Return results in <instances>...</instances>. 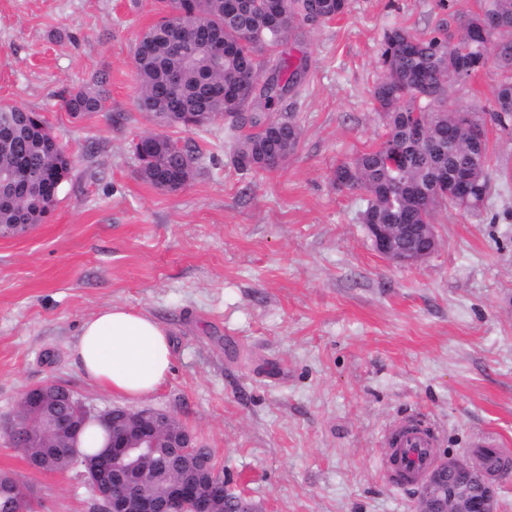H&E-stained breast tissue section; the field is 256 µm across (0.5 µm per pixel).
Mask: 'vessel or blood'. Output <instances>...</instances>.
Listing matches in <instances>:
<instances>
[{"mask_svg":"<svg viewBox=\"0 0 512 512\" xmlns=\"http://www.w3.org/2000/svg\"><path fill=\"white\" fill-rule=\"evenodd\" d=\"M437 437L433 426L413 420L398 422L386 431L383 469L393 484L418 485L434 465Z\"/></svg>","mask_w":512,"mask_h":512,"instance_id":"1","label":"vessel or blood"}]
</instances>
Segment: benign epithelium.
<instances>
[{
    "label": "benign epithelium",
    "mask_w": 512,
    "mask_h": 512,
    "mask_svg": "<svg viewBox=\"0 0 512 512\" xmlns=\"http://www.w3.org/2000/svg\"><path fill=\"white\" fill-rule=\"evenodd\" d=\"M375 250L398 266L415 265L426 259L437 247L431 224H371L368 226ZM423 237L416 249L401 246L404 237ZM66 399L74 411H56L60 399ZM12 433H23L35 439L49 426L68 434L72 447H79L80 433L90 412L73 399L62 383L51 382L26 390L19 402ZM98 420L112 426V441L89 464L96 479L89 480L99 500L100 512H213L214 500L228 494L224 477L211 473L209 490L200 492L198 481L182 476L167 485L160 497H147L139 486L148 473L147 465L157 438L172 417L152 409L130 411L114 407ZM169 447H196L193 435L186 429L168 431ZM495 482L489 471L460 459H445L431 471L418 491L419 512H497Z\"/></svg>",
    "instance_id": "1"
}]
</instances>
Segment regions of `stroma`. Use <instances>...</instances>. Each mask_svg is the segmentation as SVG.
Returning a JSON list of instances; mask_svg holds the SVG:
<instances>
[{"label":"stroma","instance_id":"35a3bbf8","mask_svg":"<svg viewBox=\"0 0 512 512\" xmlns=\"http://www.w3.org/2000/svg\"><path fill=\"white\" fill-rule=\"evenodd\" d=\"M157 0H0V101L43 115L73 163L45 223L0 239V471L40 512H99L80 468L41 472L7 430L24 390L65 383L96 411L124 406L71 360L81 321L120 303L165 327L168 380L144 399L211 449L224 482L260 512H416L390 483L381 435L415 418L438 428L436 458L474 460L490 441L512 460V135L488 126L490 199L438 209L437 249L390 264L360 222L367 195L338 163L377 146L371 103L385 32L432 36L477 0H349L266 59L304 64L298 146L277 171L240 172L223 121L173 127L200 171L175 192L138 175L132 145L156 124L137 109L132 48ZM105 74L108 111L78 117L61 91ZM488 70L452 84L448 108L486 112Z\"/></svg>","mask_w":512,"mask_h":512}]
</instances>
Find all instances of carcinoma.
Here are the masks:
<instances>
[{"mask_svg":"<svg viewBox=\"0 0 512 512\" xmlns=\"http://www.w3.org/2000/svg\"><path fill=\"white\" fill-rule=\"evenodd\" d=\"M160 0L165 15L138 38L133 52L140 93L137 107L159 126L202 127L229 123L233 161L242 170L281 168L294 153L300 129L289 113L242 116L256 98L273 104L297 83L283 59L262 62L259 54L282 43L299 24L319 25L343 14L347 0ZM496 65L489 116L512 130V0H483L466 18L450 13L427 39L404 28L385 32L380 55L384 78L373 91L389 133L375 148L336 166L334 181L368 196L364 224H431L444 207L477 213L490 198L493 176L488 142L472 137L485 126L476 112L450 110L452 83ZM106 77L61 95L73 116L107 112ZM0 172L19 176L16 188H0V224H41L51 212L72 161L43 117L22 105L0 103ZM160 133L146 141L139 175L155 188L172 191L199 170L198 150ZM459 169L464 183L441 181ZM38 471L73 466L66 439L45 435L33 443L12 438ZM156 454L172 476L192 472L210 456L206 448L177 454L159 443Z\"/></svg>","mask_w":512,"mask_h":512,"instance_id":"carcinoma-1","label":"carcinoma"}]
</instances>
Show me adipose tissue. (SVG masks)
Listing matches in <instances>:
<instances>
[{
	"mask_svg": "<svg viewBox=\"0 0 512 512\" xmlns=\"http://www.w3.org/2000/svg\"><path fill=\"white\" fill-rule=\"evenodd\" d=\"M71 357L86 380L131 400L155 392L173 364L167 330L151 315L121 304L81 323Z\"/></svg>",
	"mask_w": 512,
	"mask_h": 512,
	"instance_id": "1",
	"label": "adipose tissue"
}]
</instances>
